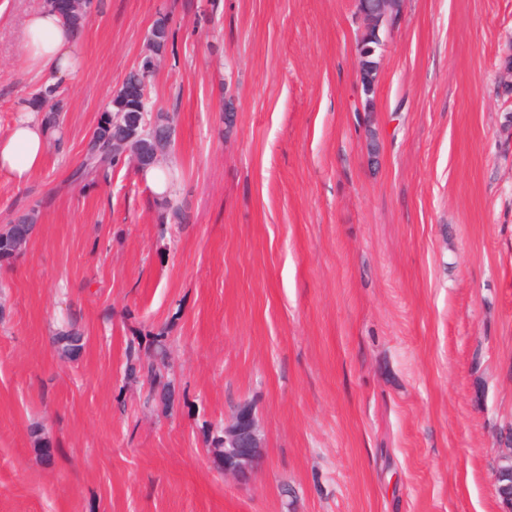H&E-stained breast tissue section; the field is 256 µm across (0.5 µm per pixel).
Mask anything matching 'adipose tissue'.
<instances>
[{
	"label": "adipose tissue",
	"instance_id": "ef3b65f1",
	"mask_svg": "<svg viewBox=\"0 0 512 512\" xmlns=\"http://www.w3.org/2000/svg\"><path fill=\"white\" fill-rule=\"evenodd\" d=\"M75 40L76 33L68 20L48 0H42L25 20V70L51 84L74 78L81 69ZM15 112L9 132L0 136V175L22 185L43 168L48 143L56 133L45 124L33 101L18 99Z\"/></svg>",
	"mask_w": 512,
	"mask_h": 512
}]
</instances>
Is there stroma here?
Masks as SVG:
<instances>
[{
  "instance_id": "35a3bbf8",
  "label": "stroma",
  "mask_w": 512,
  "mask_h": 512,
  "mask_svg": "<svg viewBox=\"0 0 512 512\" xmlns=\"http://www.w3.org/2000/svg\"><path fill=\"white\" fill-rule=\"evenodd\" d=\"M41 2L0 0V136L41 86L21 41ZM163 16L150 101L180 224L131 166L73 178ZM361 33L355 0H92L61 144L0 178V227L36 224L0 262V512H503L512 0H405L370 112ZM159 333L152 384L127 347ZM244 403L246 487L210 452ZM53 344L61 357L73 358L82 348V333L71 321L59 328L53 336Z\"/></svg>"
}]
</instances>
